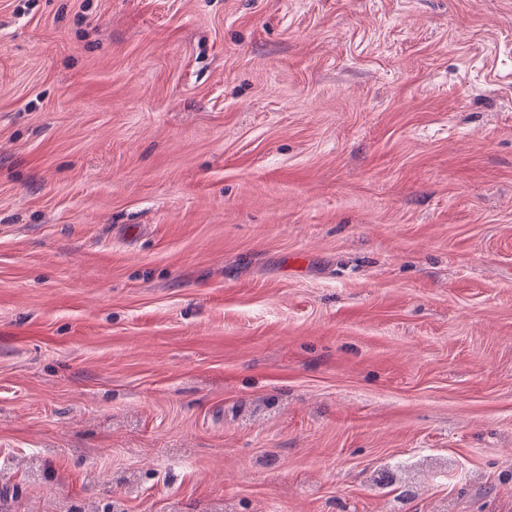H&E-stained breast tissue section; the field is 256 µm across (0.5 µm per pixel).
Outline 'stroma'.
<instances>
[{"label":"stroma","mask_w":512,"mask_h":512,"mask_svg":"<svg viewBox=\"0 0 512 512\" xmlns=\"http://www.w3.org/2000/svg\"><path fill=\"white\" fill-rule=\"evenodd\" d=\"M512 512V0H0V512Z\"/></svg>","instance_id":"stroma-1"}]
</instances>
